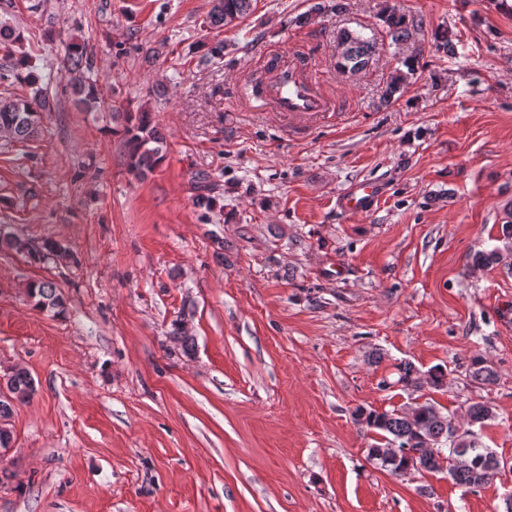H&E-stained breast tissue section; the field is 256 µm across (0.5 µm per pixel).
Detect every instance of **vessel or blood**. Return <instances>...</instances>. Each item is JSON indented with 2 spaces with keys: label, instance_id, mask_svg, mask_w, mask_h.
<instances>
[{
  "label": "vessel or blood",
  "instance_id": "b4317fda",
  "mask_svg": "<svg viewBox=\"0 0 512 512\" xmlns=\"http://www.w3.org/2000/svg\"><path fill=\"white\" fill-rule=\"evenodd\" d=\"M316 85L305 60L272 48L266 54L264 71L244 88L243 94L282 118L309 124L320 120L332 108L331 101ZM380 193L379 185L357 184L341 196L339 208L349 217L369 213Z\"/></svg>",
  "mask_w": 512,
  "mask_h": 512
}]
</instances>
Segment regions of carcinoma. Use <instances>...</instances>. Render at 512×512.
<instances>
[{
    "label": "carcinoma",
    "mask_w": 512,
    "mask_h": 512,
    "mask_svg": "<svg viewBox=\"0 0 512 512\" xmlns=\"http://www.w3.org/2000/svg\"><path fill=\"white\" fill-rule=\"evenodd\" d=\"M254 0H211L207 24L221 29L235 26L252 12ZM381 20L387 36L395 44L409 38L410 25L405 14L393 5L381 10ZM336 41L342 47L337 67L351 74L367 68L376 52V42L347 29L336 33ZM92 51L86 42L66 45L61 60L68 74L67 87L75 102L84 112H96L100 108L96 81L87 73L92 69ZM406 71H400L387 84L383 99L397 100L403 94L410 75L414 74L417 58L404 59ZM24 81L31 85L38 81L27 57L0 68V81ZM47 111L43 89L37 87L26 98L0 100V132L18 140L27 141L41 130L42 113ZM112 119L121 124L128 171L141 176L153 171L164 159V137L157 130L152 112H114ZM504 248L478 251L472 256L473 265L486 267L512 265V224L502 225ZM29 296L38 307L56 315L64 311V300L51 281H41L29 289ZM169 338L189 354L195 346L182 321L175 320ZM469 373L475 380L485 383L494 380L495 372L487 361L479 356L470 358ZM395 385L404 391L418 392L425 387L440 389L446 384V369L434 366L423 372L411 361L397 365ZM36 393V383L30 372L23 367L14 368L7 376L5 391L0 392V419L10 416L14 402L25 403ZM356 420L377 436L376 443L367 449V459L392 476H402L408 470L421 473H448L458 485L470 489L480 488L495 479L503 470V461L483 446L479 433L472 427H484L493 417L490 405L474 401L465 410L467 426L456 424L445 415L435 402L426 401L408 408L378 411L360 407L355 411Z\"/></svg>",
    "instance_id": "carcinoma-1"
}]
</instances>
